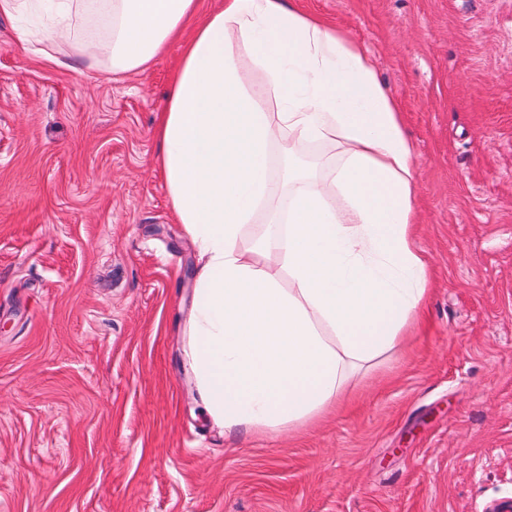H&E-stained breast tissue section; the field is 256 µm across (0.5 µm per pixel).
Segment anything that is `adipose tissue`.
Returning a JSON list of instances; mask_svg holds the SVG:
<instances>
[{"mask_svg": "<svg viewBox=\"0 0 512 512\" xmlns=\"http://www.w3.org/2000/svg\"><path fill=\"white\" fill-rule=\"evenodd\" d=\"M0 0V14L49 44L81 42L112 73L148 69L181 42L161 114L160 161L199 268L186 355L204 412L232 433L322 414L351 371L392 349L417 318L428 263L414 237L415 153L366 53L286 0ZM341 157L323 177H288L273 205L278 145ZM252 248H244V238Z\"/></svg>", "mask_w": 512, "mask_h": 512, "instance_id": "adipose-tissue-1", "label": "adipose tissue"}]
</instances>
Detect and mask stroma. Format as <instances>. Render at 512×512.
<instances>
[{"instance_id":"1","label":"stroma","mask_w":512,"mask_h":512,"mask_svg":"<svg viewBox=\"0 0 512 512\" xmlns=\"http://www.w3.org/2000/svg\"><path fill=\"white\" fill-rule=\"evenodd\" d=\"M355 39L417 155L421 320L324 414L229 434L156 128L179 45L115 76L0 16V512H490L512 502V0H290Z\"/></svg>"}]
</instances>
